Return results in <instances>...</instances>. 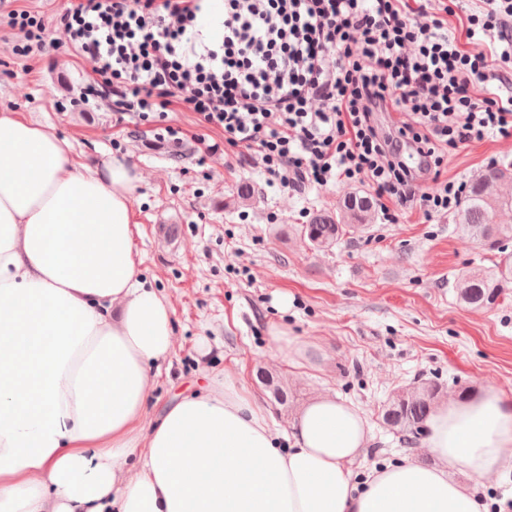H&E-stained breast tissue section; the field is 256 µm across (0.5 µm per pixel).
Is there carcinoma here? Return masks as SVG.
Segmentation results:
<instances>
[{"label": "carcinoma", "instance_id": "carcinoma-1", "mask_svg": "<svg viewBox=\"0 0 512 512\" xmlns=\"http://www.w3.org/2000/svg\"><path fill=\"white\" fill-rule=\"evenodd\" d=\"M512 180V167L491 166L471 180L469 192L459 207L454 221L468 237L479 241L490 251L499 252L491 269L463 272L454 288L465 304L475 310L494 305L512 283V253L505 246L512 242V224H492L493 212H512V197L498 192V186ZM371 203L363 196L351 195L336 216L316 215L303 226L304 236L317 249H328L339 243L351 230L370 222ZM436 387L430 384L397 392L383 415L386 426L402 433V442L412 443L427 418L435 398Z\"/></svg>", "mask_w": 512, "mask_h": 512}]
</instances>
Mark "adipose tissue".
I'll return each mask as SVG.
<instances>
[{"label":"adipose tissue","mask_w":512,"mask_h":512,"mask_svg":"<svg viewBox=\"0 0 512 512\" xmlns=\"http://www.w3.org/2000/svg\"><path fill=\"white\" fill-rule=\"evenodd\" d=\"M136 187L125 163L80 164L68 140L0 113V512H481L451 472L512 468V398L493 387L434 408L439 466L362 481L367 421L329 394L279 435L227 374L148 422L173 311L132 247Z\"/></svg>","instance_id":"adipose-tissue-1"}]
</instances>
